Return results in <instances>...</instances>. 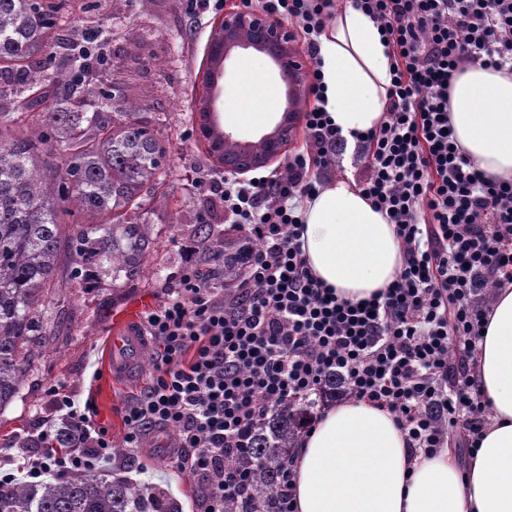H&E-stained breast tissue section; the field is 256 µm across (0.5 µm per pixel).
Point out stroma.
<instances>
[{
	"label": "stroma",
	"instance_id": "obj_1",
	"mask_svg": "<svg viewBox=\"0 0 512 512\" xmlns=\"http://www.w3.org/2000/svg\"><path fill=\"white\" fill-rule=\"evenodd\" d=\"M224 10L215 0L190 7L188 0H165L143 12L130 0H67L62 28L81 34L99 31L107 42V59L97 74L101 92L116 105L135 101L141 117L158 121L171 146V164L162 187L163 199L150 204L147 219L153 225L155 248L144 260L141 279L113 286L108 270H97L94 285L84 288L59 277L42 308L49 335L20 393L0 412V471L17 472L27 455L23 439L34 423L45 417L60 421L48 390L59 386L76 404L92 403L112 436L114 447L125 449L130 478L147 487L164 489L182 512H204L199 484L189 471L171 460L168 449L177 434L163 431L143 447L130 448L122 408L151 385L161 354L151 343L142 358L138 377L115 382L106 367L112 315L127 301L144 297L159 303L166 279L182 262L181 246L188 240L187 223L205 214L211 223L224 224V205L216 189L195 185L197 177L221 173L206 153L193 118V105L202 93L201 76L206 48ZM263 55L248 53L230 60L221 81L220 107L227 131L239 138L257 131L238 124L233 114L240 106L242 70L265 63Z\"/></svg>",
	"mask_w": 512,
	"mask_h": 512
}]
</instances>
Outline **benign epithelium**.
I'll return each instance as SVG.
<instances>
[{"label":"benign epithelium","instance_id":"7a95c632","mask_svg":"<svg viewBox=\"0 0 512 512\" xmlns=\"http://www.w3.org/2000/svg\"><path fill=\"white\" fill-rule=\"evenodd\" d=\"M245 52L261 54L271 61L283 85L284 99L278 109L279 118L260 136L264 143L262 151L243 148L237 150L233 158L229 157L227 148L222 154L213 152L216 158L221 155L226 158L224 171L235 175L264 168L286 153L298 125L294 101L307 93V65L295 49L292 30L285 23L241 4L224 12L216 25L209 51L206 88L194 103L195 113L217 112L218 83L226 63Z\"/></svg>","mask_w":512,"mask_h":512}]
</instances>
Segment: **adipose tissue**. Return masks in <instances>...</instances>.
Masks as SVG:
<instances>
[{
  "label": "adipose tissue",
  "instance_id": "obj_1",
  "mask_svg": "<svg viewBox=\"0 0 512 512\" xmlns=\"http://www.w3.org/2000/svg\"><path fill=\"white\" fill-rule=\"evenodd\" d=\"M327 110L342 134L367 131L387 109L389 59L363 12L346 6L320 38ZM248 107L238 123L264 125L278 91L265 67L242 79ZM459 145L485 174L512 180V76L473 65L449 91ZM308 268L342 297L359 301L387 288L403 248L384 213L351 179L328 184L304 207ZM479 343L477 395L489 423L470 457L456 448L412 454L393 416L348 399L318 416L295 450L296 512H512V287L500 289Z\"/></svg>",
  "mask_w": 512,
  "mask_h": 512
}]
</instances>
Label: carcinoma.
Returning <instances> with one entry per match:
<instances>
[{
    "mask_svg": "<svg viewBox=\"0 0 512 512\" xmlns=\"http://www.w3.org/2000/svg\"><path fill=\"white\" fill-rule=\"evenodd\" d=\"M57 14L52 0H0V99L25 93L31 108L24 117L0 111V411L41 351L38 313L62 262L83 284L91 265L111 269L114 283L141 278L154 246L141 213L169 165L167 143L140 120L139 107L86 112L95 93L89 74L71 79L37 66L65 41ZM48 83L56 85L52 96L42 93ZM76 216L88 217L87 224L65 241L62 225ZM189 231L213 246L199 257V276L220 278L224 298H231L249 247L201 215ZM310 417L306 399L274 407L256 425L248 456L224 459L249 474L244 501H224V512H277L274 490ZM123 455L112 449L110 474L16 480L0 489V512H179L164 490L121 476Z\"/></svg>",
    "mask_w": 512,
    "mask_h": 512,
    "instance_id": "obj_1",
    "label": "carcinoma"
}]
</instances>
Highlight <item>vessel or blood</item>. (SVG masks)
<instances>
[{
	"label": "vessel or blood",
	"instance_id": "vessel-or-blood-1",
	"mask_svg": "<svg viewBox=\"0 0 512 512\" xmlns=\"http://www.w3.org/2000/svg\"><path fill=\"white\" fill-rule=\"evenodd\" d=\"M143 305L129 302L112 323L107 369L113 379L125 380L138 370L148 341L141 329Z\"/></svg>",
	"mask_w": 512,
	"mask_h": 512
}]
</instances>
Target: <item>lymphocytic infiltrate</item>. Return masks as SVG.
I'll use <instances>...</instances> for the list:
<instances>
[{
  "instance_id": "lymphocytic-infiltrate-1",
  "label": "lymphocytic infiltrate",
  "mask_w": 512,
  "mask_h": 512,
  "mask_svg": "<svg viewBox=\"0 0 512 512\" xmlns=\"http://www.w3.org/2000/svg\"><path fill=\"white\" fill-rule=\"evenodd\" d=\"M390 48L387 110L378 128L345 137L327 109L319 38L336 0H255L293 24L314 65L308 141L287 175L225 178L229 223L257 242L232 300L195 273L183 247L163 299L142 316L162 355L150 388L123 410L129 447L156 428L178 431L177 459L208 482L206 512L248 487L225 458L249 448L256 424L278 403L321 394L389 411L412 451L432 453L462 430L473 446L487 410L472 380L478 342L496 292L512 286V182L473 168L451 133L449 90L479 64L512 73V0H352ZM363 159L357 187L394 224L404 250L384 292L356 303L313 276L302 254V203L332 178L347 143ZM61 423L25 439L30 477L57 478L112 459V439L92 406L56 400Z\"/></svg>"
}]
</instances>
